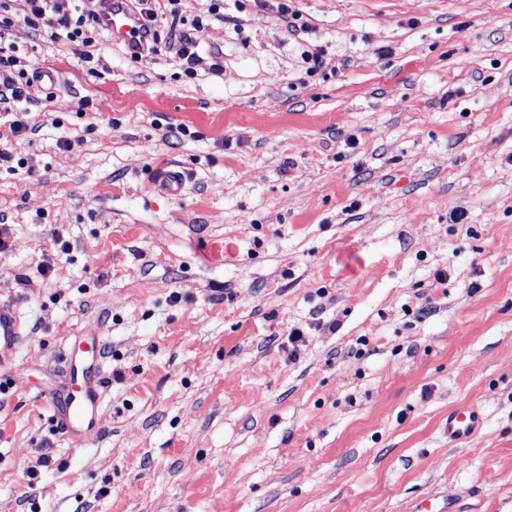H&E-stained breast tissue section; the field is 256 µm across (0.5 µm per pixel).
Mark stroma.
Instances as JSON below:
<instances>
[{
  "label": "stroma",
  "instance_id": "obj_1",
  "mask_svg": "<svg viewBox=\"0 0 512 512\" xmlns=\"http://www.w3.org/2000/svg\"><path fill=\"white\" fill-rule=\"evenodd\" d=\"M279 2L224 0L238 31L181 0L190 76L178 43L133 60L105 31L84 66L13 0L8 41L57 82L0 113L27 375L0 512H512V0H297L313 75ZM82 338L90 441L40 398ZM459 405L485 424L457 444Z\"/></svg>",
  "mask_w": 512,
  "mask_h": 512
}]
</instances>
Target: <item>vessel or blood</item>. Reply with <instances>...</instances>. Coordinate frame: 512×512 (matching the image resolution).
<instances>
[{
	"mask_svg": "<svg viewBox=\"0 0 512 512\" xmlns=\"http://www.w3.org/2000/svg\"><path fill=\"white\" fill-rule=\"evenodd\" d=\"M101 22L113 41L127 50L147 38L143 22L129 4V0H105ZM23 337V325L13 304L0 303V366L8 362ZM104 359L102 352H95L92 360L69 357V386L66 390L47 389L42 393L45 404L52 410L59 429L68 434L87 437L97 434L99 420V391L95 371ZM483 428L481 413L460 407L448 413V438L465 442Z\"/></svg>",
	"mask_w": 512,
	"mask_h": 512,
	"instance_id": "b4317fda",
	"label": "vessel or blood"
}]
</instances>
